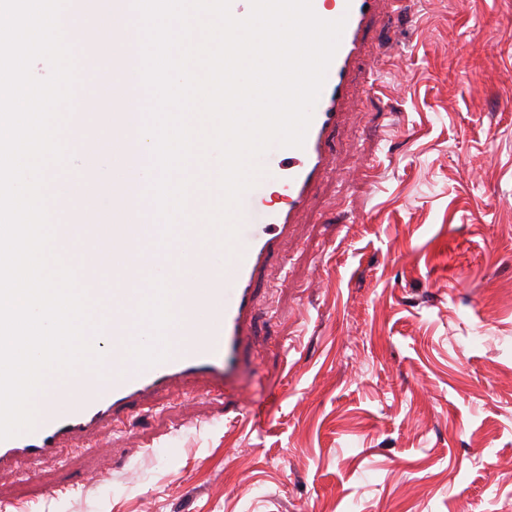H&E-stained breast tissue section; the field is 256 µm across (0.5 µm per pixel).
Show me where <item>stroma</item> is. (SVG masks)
I'll return each instance as SVG.
<instances>
[{"label": "stroma", "instance_id": "35a3bbf8", "mask_svg": "<svg viewBox=\"0 0 512 512\" xmlns=\"http://www.w3.org/2000/svg\"><path fill=\"white\" fill-rule=\"evenodd\" d=\"M413 10L232 396L174 387L1 470V512H512V0Z\"/></svg>", "mask_w": 512, "mask_h": 512}]
</instances>
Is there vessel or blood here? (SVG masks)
I'll list each match as a JSON object with an SVG mask.
<instances>
[{"mask_svg": "<svg viewBox=\"0 0 512 512\" xmlns=\"http://www.w3.org/2000/svg\"><path fill=\"white\" fill-rule=\"evenodd\" d=\"M321 19H345L339 47L313 109L303 147H274L267 153V171L277 174L280 188L268 197L251 189L242 201L239 235L218 269H195L173 294L174 310L201 318L202 340L172 351L169 358L148 368L131 359L123 336L125 309L146 287L140 275L147 235H140L127 257L121 281L123 296L113 300L112 355L100 377L75 373L59 389L54 405L29 432L0 440V466L24 458L55 454L63 441L82 442L106 419H117L132 405L172 386L197 379L212 388H227L241 361L251 350L253 318L262 304L258 284L281 241L310 212V200L331 170V135L341 125L354 95L355 75L371 60L370 85L386 72L385 51L365 41L367 29L382 16L409 12L410 0H312ZM180 236L188 245L217 241L219 234L205 224H184Z\"/></svg>", "mask_w": 512, "mask_h": 512, "instance_id": "obj_1", "label": "vessel or blood"}]
</instances>
